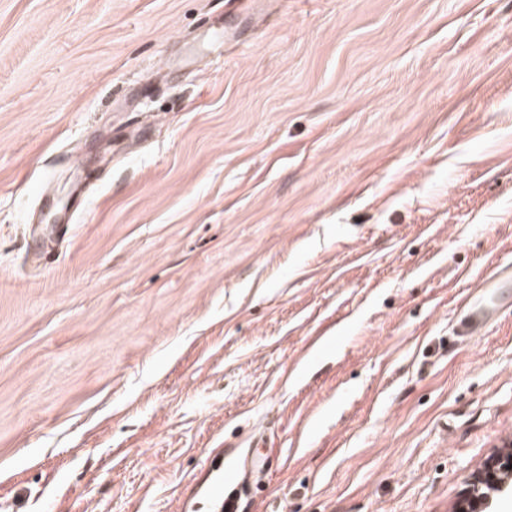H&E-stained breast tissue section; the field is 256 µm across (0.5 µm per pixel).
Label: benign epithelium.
Instances as JSON below:
<instances>
[{"mask_svg":"<svg viewBox=\"0 0 512 512\" xmlns=\"http://www.w3.org/2000/svg\"><path fill=\"white\" fill-rule=\"evenodd\" d=\"M511 496L512 448H509L493 453L471 475L455 512H474L480 503L490 509Z\"/></svg>","mask_w":512,"mask_h":512,"instance_id":"7a95c632","label":"benign epithelium"}]
</instances>
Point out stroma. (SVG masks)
I'll list each match as a JSON object with an SVG mask.
<instances>
[{
  "instance_id": "35a3bbf8",
  "label": "stroma",
  "mask_w": 512,
  "mask_h": 512,
  "mask_svg": "<svg viewBox=\"0 0 512 512\" xmlns=\"http://www.w3.org/2000/svg\"><path fill=\"white\" fill-rule=\"evenodd\" d=\"M508 265L512 0H0L6 512H211L251 449L252 512H453ZM209 481L203 487L202 494L212 498L213 509L216 512H237L236 497L224 499V456L219 454L212 457L209 463Z\"/></svg>"
}]
</instances>
